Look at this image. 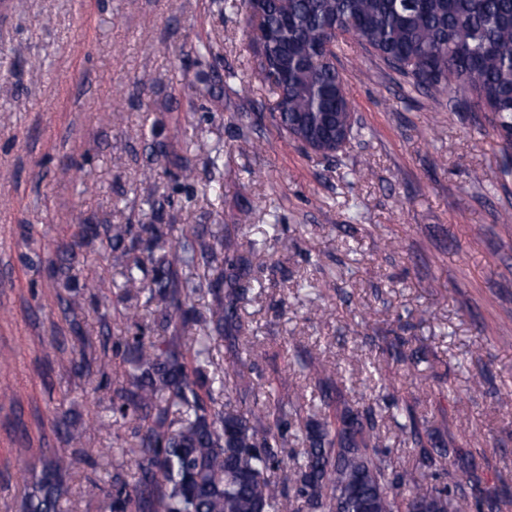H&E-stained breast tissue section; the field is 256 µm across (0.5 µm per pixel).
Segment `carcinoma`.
<instances>
[{
  "mask_svg": "<svg viewBox=\"0 0 512 512\" xmlns=\"http://www.w3.org/2000/svg\"><path fill=\"white\" fill-rule=\"evenodd\" d=\"M247 34L258 54L256 74L277 94V121L288 135L304 126L336 125L344 136L312 145L334 157L354 137L355 119L337 59L339 39L349 35L388 70L400 75L432 104H472L494 114L496 127L512 136V0H241ZM180 124L150 146V155L176 170L174 188L196 178L193 161L181 156ZM193 153L213 170L224 165V146L199 138ZM141 203L149 224L69 225L70 243L49 263L65 289L56 296L73 333L91 308L103 327L120 321L135 328L124 338L123 382L112 395L114 437L131 430L128 447L137 470L133 485L116 477L100 488L113 512H500V493L487 486L483 457L432 435H423L416 408L394 401L393 419L417 451L418 468L434 475L443 463L457 465L448 484L423 491L415 471L393 464L371 406L349 403L326 364L308 366L321 389V413L288 392L251 406L216 407L206 365L210 332L221 334L237 319L238 303L255 288L243 245L207 228L185 225L170 239L172 224H160L163 204L155 198L153 170L142 172ZM98 240L112 252L123 293L113 300L91 279L78 282L76 249ZM207 287L206 315L192 304ZM161 307L154 326L140 323L139 309ZM187 341L180 335L199 324ZM111 336L100 339L101 355L71 360L88 383L105 376ZM418 348L390 346L385 360L416 364ZM302 436L303 448L281 455L287 436ZM71 458L50 448L29 464L30 487L21 512H59L68 492ZM286 471L281 481L274 471Z\"/></svg>",
  "mask_w": 512,
  "mask_h": 512,
  "instance_id": "carcinoma-1",
  "label": "carcinoma"
}]
</instances>
